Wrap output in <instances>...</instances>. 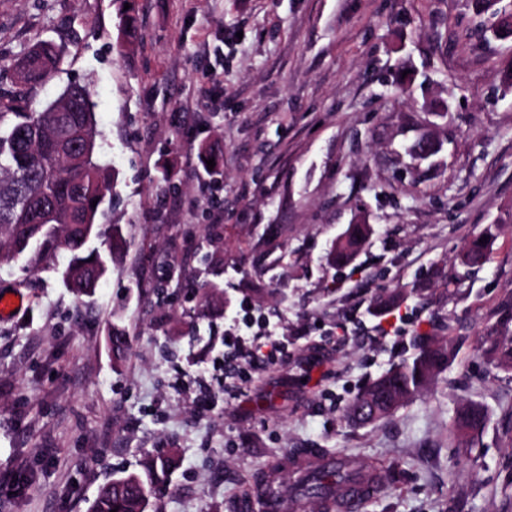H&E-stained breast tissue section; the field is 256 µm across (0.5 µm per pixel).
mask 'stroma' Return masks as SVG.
I'll list each match as a JSON object with an SVG mask.
<instances>
[{
    "label": "stroma",
    "mask_w": 512,
    "mask_h": 512,
    "mask_svg": "<svg viewBox=\"0 0 512 512\" xmlns=\"http://www.w3.org/2000/svg\"><path fill=\"white\" fill-rule=\"evenodd\" d=\"M124 14L139 36L121 48ZM475 22L471 0H0V100L35 111L88 86L113 176L100 221L127 241L89 297L63 285L67 255L0 264V293L22 301L0 317V512H91L159 451L180 467L158 512H230L295 448L383 463L363 512H512V371L483 354L512 297V93L490 96L512 40L465 39ZM40 40L63 62L29 89L10 64ZM426 125L443 148L418 162L406 149ZM361 215L368 242L331 266ZM490 225L486 263L440 297L435 269ZM388 294L399 305L378 313ZM244 300L285 351L228 376ZM112 322L131 337L118 363ZM418 334L455 337V362L388 419L345 422ZM470 402L486 422L465 450L449 420Z\"/></svg>",
    "instance_id": "obj_1"
}]
</instances>
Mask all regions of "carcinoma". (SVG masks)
Returning <instances> with one entry per match:
<instances>
[{
    "instance_id": "carcinoma-1",
    "label": "carcinoma",
    "mask_w": 512,
    "mask_h": 512,
    "mask_svg": "<svg viewBox=\"0 0 512 512\" xmlns=\"http://www.w3.org/2000/svg\"><path fill=\"white\" fill-rule=\"evenodd\" d=\"M476 12L498 18L499 37L512 34L509 14L488 0H476ZM63 60L61 47L49 41L29 47L14 61L18 79L29 87L47 82ZM95 103L87 86L70 83L39 111L19 112L13 103L0 102V259L28 255L36 266L59 252L70 255L61 273L65 285L80 296L94 294L101 280L112 273L126 240L118 225L104 230L97 219L111 192V174L98 161ZM96 206H91V203ZM370 228L352 224L329 253L333 265H346L358 254ZM487 238L482 243L480 239ZM492 230L472 236L458 255L459 265L480 267L487 260ZM108 343L115 359L127 353L130 339L113 324ZM412 355L393 364L370 381L346 405L342 417L377 402L372 422L390 415L388 406L401 405L427 390L457 356L454 340L415 336ZM494 370H512V336H502L485 347ZM485 423L484 409L466 404L455 411L450 432L461 448L473 445ZM178 460L171 455L150 457L140 471H123L101 486L91 512H155L156 503L170 484ZM366 479L346 467H319L299 481L292 500L339 502L340 490Z\"/></svg>"
}]
</instances>
